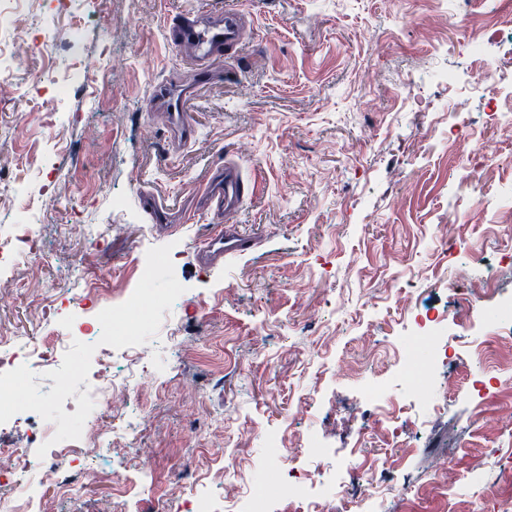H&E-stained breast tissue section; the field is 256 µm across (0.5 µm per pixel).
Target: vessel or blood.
Wrapping results in <instances>:
<instances>
[{
	"label": "vessel or blood",
	"instance_id": "obj_1",
	"mask_svg": "<svg viewBox=\"0 0 512 512\" xmlns=\"http://www.w3.org/2000/svg\"><path fill=\"white\" fill-rule=\"evenodd\" d=\"M248 29L246 16L235 9L187 12L169 23L167 41L183 53L190 70L185 78L157 87L150 108L165 115L175 146L188 143L195 132L189 120L188 101L202 84L223 77L226 63L247 40ZM252 194L251 183L236 162L228 159L209 170L197 208L178 213L182 224L194 223L201 209L211 215L213 230L196 252L197 265L218 267L254 249L255 237L229 221Z\"/></svg>",
	"mask_w": 512,
	"mask_h": 512
}]
</instances>
